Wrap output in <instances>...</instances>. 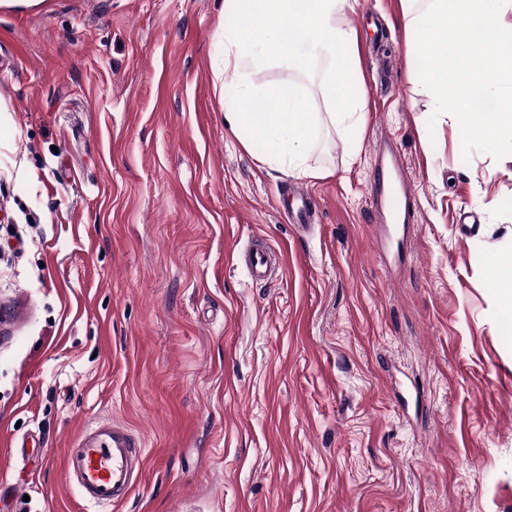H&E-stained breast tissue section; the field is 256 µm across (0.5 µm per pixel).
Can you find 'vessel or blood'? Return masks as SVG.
<instances>
[{
    "label": "vessel or blood",
    "mask_w": 512,
    "mask_h": 512,
    "mask_svg": "<svg viewBox=\"0 0 512 512\" xmlns=\"http://www.w3.org/2000/svg\"><path fill=\"white\" fill-rule=\"evenodd\" d=\"M378 208L394 213L411 203L405 181L380 179ZM252 281H267L284 264L282 252L269 244L251 247L244 256ZM142 442L126 426L100 420L84 426L68 448L64 467L82 499L101 507L122 501L142 473Z\"/></svg>",
    "instance_id": "vessel-or-blood-1"
}]
</instances>
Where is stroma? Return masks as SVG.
<instances>
[{"mask_svg": "<svg viewBox=\"0 0 512 512\" xmlns=\"http://www.w3.org/2000/svg\"><path fill=\"white\" fill-rule=\"evenodd\" d=\"M346 21L368 119L304 178L224 123V0H0V512H88L64 454L106 418L142 478L97 512H512V155L432 117L399 0ZM256 237L277 280L233 261ZM380 195L377 208L385 209L390 213L399 211L403 206L411 205V193L406 181H388L383 175L379 180ZM503 293V300L510 311L512 308V255L508 259L496 260L489 273Z\"/></svg>", "mask_w": 512, "mask_h": 512, "instance_id": "stroma-1", "label": "stroma"}]
</instances>
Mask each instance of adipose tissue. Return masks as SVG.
Segmentation results:
<instances>
[{
  "instance_id": "obj_1",
  "label": "adipose tissue",
  "mask_w": 512,
  "mask_h": 512,
  "mask_svg": "<svg viewBox=\"0 0 512 512\" xmlns=\"http://www.w3.org/2000/svg\"><path fill=\"white\" fill-rule=\"evenodd\" d=\"M359 0H225L224 77L240 102L226 104L231 131H254L262 142V163L291 176L316 177L308 159L328 122L351 145L367 119L368 103L354 28L344 22ZM324 66L316 89L292 81L258 86L252 77L265 63L300 62L302 48ZM324 112H316L317 104Z\"/></svg>"
}]
</instances>
